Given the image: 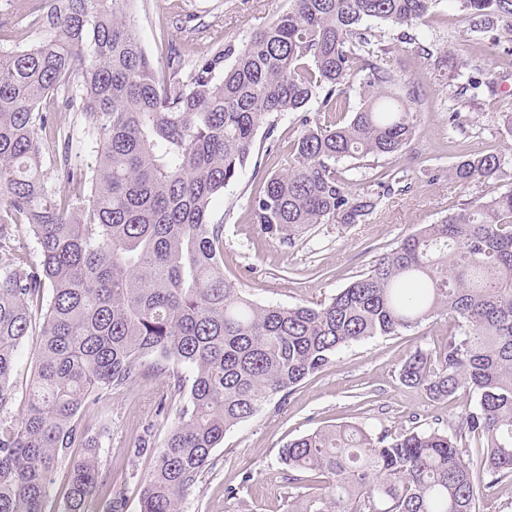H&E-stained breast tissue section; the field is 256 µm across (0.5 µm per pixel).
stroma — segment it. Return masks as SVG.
<instances>
[{
  "mask_svg": "<svg viewBox=\"0 0 512 512\" xmlns=\"http://www.w3.org/2000/svg\"><path fill=\"white\" fill-rule=\"evenodd\" d=\"M46 3L0 0V51L44 35L40 20ZM288 6V0H137L133 17L163 71L169 47L192 62L219 45L245 43ZM374 30L392 49L389 67L398 86H412L425 103L420 134L397 155L340 162L360 195L376 192L377 179L387 171L397 172L399 181L359 223L316 225L292 246L252 224L249 204L268 174L283 171L296 136L295 114L279 115L271 136H257L251 162L213 204L214 220L224 225V273L255 301L284 306L326 301L423 225L512 187V165L499 178L470 185L448 176L452 165L472 154L512 156V134L503 127L504 114L512 113V37L504 22L473 32L452 0H440L424 25L405 33L384 24ZM420 43L447 52L448 76H438L417 56ZM468 76L493 82L494 92L463 91ZM451 324L448 317L433 318L408 333L342 349L327 369L226 433L212 465L185 497L184 512H284L288 473L279 450L321 427L349 423L397 435L416 423L466 432L463 413L470 393L461 390L436 401L398 379L401 364L415 350L433 352L447 341ZM154 400L151 383L138 379L85 412L103 473L93 497L95 512H106L115 493L124 498V512H140L141 487L153 458L132 462L127 450L145 437L160 446L177 418L173 408L156 415Z\"/></svg>",
  "mask_w": 512,
  "mask_h": 512,
  "instance_id": "stroma-1",
  "label": "stroma"
}]
</instances>
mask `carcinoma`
<instances>
[{"label": "carcinoma", "mask_w": 512, "mask_h": 512, "mask_svg": "<svg viewBox=\"0 0 512 512\" xmlns=\"http://www.w3.org/2000/svg\"><path fill=\"white\" fill-rule=\"evenodd\" d=\"M134 2L49 0L48 34L0 53V512H49L63 463L59 512H92L102 473L81 412L140 377L153 380L160 410L180 401L141 512H183L231 428L342 348L444 315L455 322L448 341L434 357L415 350L399 379L432 400L474 394L464 420L481 456L435 429L320 428L280 451L285 512H477L480 497L512 481V190L424 225L312 306L248 297L224 275V225L212 217L259 128L273 131L271 116L285 112L301 113L287 168L251 198V222L292 246L316 224H356L374 210L337 164L400 153L419 131L421 102L374 63L391 48L366 22L423 24L436 0H291L244 44L216 48L187 73L170 47L163 74L138 35ZM453 2L480 32L512 19V0ZM58 93L84 119L98 158L90 171L73 167V140L64 142V195L48 185L42 144L60 132L57 110L44 106ZM504 171L503 156L484 154L448 176L470 184ZM35 325V368L15 417L12 376ZM180 366L192 372L187 393Z\"/></svg>", "instance_id": "obj_1"}]
</instances>
